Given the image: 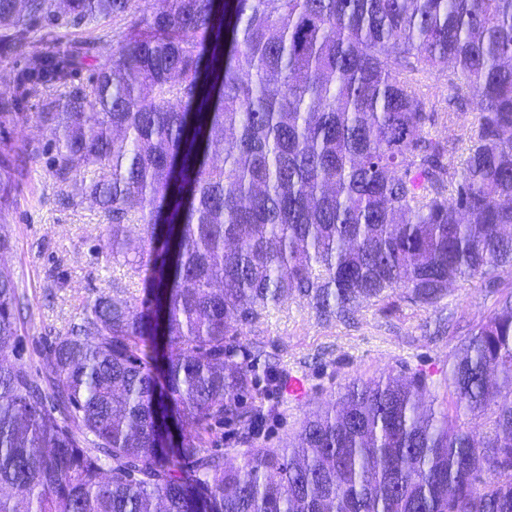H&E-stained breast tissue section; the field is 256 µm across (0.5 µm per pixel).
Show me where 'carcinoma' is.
I'll use <instances>...</instances> for the list:
<instances>
[{
    "label": "carcinoma",
    "mask_w": 512,
    "mask_h": 512,
    "mask_svg": "<svg viewBox=\"0 0 512 512\" xmlns=\"http://www.w3.org/2000/svg\"><path fill=\"white\" fill-rule=\"evenodd\" d=\"M140 2L0 0V47L24 59L0 126L49 133L59 203L108 217L112 265L153 295L114 283L49 329L39 382L11 361L23 321L0 265V512H512V293L448 362L455 417L423 407V373L355 378L239 466L205 450L216 423L253 432L237 338L269 306L427 309L512 267V0ZM126 19L103 61L67 37ZM437 76L448 121L480 102L460 167L429 131ZM38 155L0 146V253Z\"/></svg>",
    "instance_id": "cac0c4a2"
}]
</instances>
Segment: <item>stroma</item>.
Here are the masks:
<instances>
[{
  "mask_svg": "<svg viewBox=\"0 0 512 512\" xmlns=\"http://www.w3.org/2000/svg\"><path fill=\"white\" fill-rule=\"evenodd\" d=\"M0 143L16 150L38 147L17 206L5 217L12 233L10 250L0 262L15 273L18 292L29 310L20 331L16 364L28 375L44 377L51 342L46 326L64 328L79 317L100 292L121 283L138 298L149 292L125 269L112 265L108 222L97 209L66 210L57 206L49 172L51 138L35 121L0 129ZM512 291V270L495 280L475 278L454 283L436 307L422 310L406 301L363 304L349 322H318L308 305L287 299L244 326L242 340L260 347L252 371L263 389L262 421L252 438L256 445H276L296 431L306 416L334 402L351 379H370L389 372H420L442 407L453 399L443 378L461 333L485 318L500 294ZM457 322L456 335L442 333L446 320ZM305 381L307 395L286 390L289 376Z\"/></svg>",
  "mask_w": 512,
  "mask_h": 512,
  "instance_id": "stroma-1",
  "label": "stroma"
}]
</instances>
